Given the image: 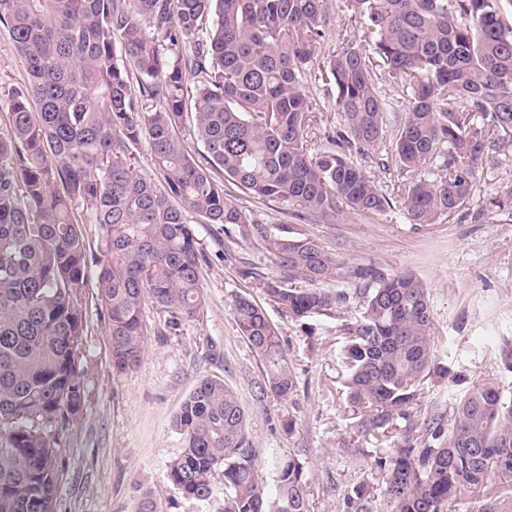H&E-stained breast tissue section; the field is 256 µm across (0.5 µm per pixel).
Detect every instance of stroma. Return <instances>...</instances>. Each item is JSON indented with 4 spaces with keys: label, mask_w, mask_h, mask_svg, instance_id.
<instances>
[{
    "label": "stroma",
    "mask_w": 512,
    "mask_h": 512,
    "mask_svg": "<svg viewBox=\"0 0 512 512\" xmlns=\"http://www.w3.org/2000/svg\"><path fill=\"white\" fill-rule=\"evenodd\" d=\"M364 30V19L352 16L343 0H333L326 36L304 79L317 119L307 138L309 155L330 149L331 138L342 128L336 92L318 83L316 72L341 42L361 43ZM371 65L388 123L397 125L408 97L379 57H372ZM24 78L8 32L0 26V136L9 130L8 91ZM349 157L389 197L386 211L367 215L343 208L333 217L309 219L298 204L263 201L230 182L224 188L269 233L287 225L335 253L339 268L321 282L324 291L353 288L350 274L358 267L409 272L425 284L438 360L463 368L467 382L455 385L428 375L412 413L419 423L433 415L451 419L466 385L512 384V371L501 355L504 346L512 347V210L490 204L492 197L512 190V149L479 169L466 209L435 224L411 223L403 212L399 199L410 176L397 169L389 144L354 149ZM196 231L207 258L202 266L203 307L197 318L172 329L165 312L146 305L151 333L136 370L120 374L112 364L108 320L96 299L97 271H88L81 360L87 398L81 423L60 435L56 512H134L146 493L164 512H218L223 478L215 479L210 501L197 502L186 499L167 477L183 447L174 416L206 374L223 377L245 407L248 440L262 466L267 495L276 493L270 458L292 456L305 465L310 512H345V498L362 481L374 489L368 499L371 512H381L382 473L374 462L375 446L355 433L354 415L342 398L346 375L339 361L340 322L318 316L292 320L268 302L257 281L242 280L236 267L225 263L224 252L230 249L266 279L279 277L281 270L262 239L227 234L215 224L197 225ZM240 295L262 305L278 327L297 381L295 404L260 395L264 368L231 314ZM287 414L296 421L290 434L280 426Z\"/></svg>",
    "instance_id": "35a3bbf8"
}]
</instances>
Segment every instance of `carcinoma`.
I'll list each match as a JSON object with an SVG mask.
<instances>
[{
    "label": "carcinoma",
    "instance_id": "obj_1",
    "mask_svg": "<svg viewBox=\"0 0 512 512\" xmlns=\"http://www.w3.org/2000/svg\"><path fill=\"white\" fill-rule=\"evenodd\" d=\"M503 0H346L366 21L364 42L409 97L391 140L411 176L400 203L416 224H434L470 202L479 166L512 142V23ZM331 0H0V24L27 80L8 91L10 132L0 136V512H55L59 431L83 416L80 368L84 288L98 267L112 359L137 367L151 301L177 327L202 305L195 224L233 227L263 239L283 276L262 282L288 316L340 319L345 401L356 428L382 445L385 512H446L465 485L486 492L484 512L512 500V388L474 386L452 426H415L409 409L436 364L427 289L407 272L358 268V288H292L334 276L335 254L288 227L271 235L229 198L224 179L263 200L335 216L340 206L376 214L390 198L347 154L312 157L311 107L302 77L325 35ZM122 35L116 50L113 32ZM317 81L336 89L344 132L358 149L386 139L384 106L366 48L343 43ZM206 154L179 135L186 112ZM146 142L155 177L131 162ZM101 230L88 254L77 209ZM224 261L246 280L255 268L232 251ZM232 315L263 363L270 393L291 403L297 381L278 328L238 296ZM183 451L168 472L183 496L206 502L224 478L221 512H309L304 464H275L277 492L263 491L236 393L201 376L176 413Z\"/></svg>",
    "mask_w": 512,
    "mask_h": 512
}]
</instances>
